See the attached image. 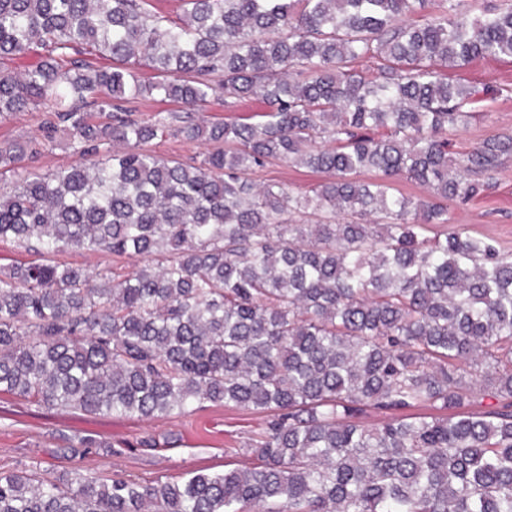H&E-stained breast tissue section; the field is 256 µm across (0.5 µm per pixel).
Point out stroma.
Returning <instances> with one entry per match:
<instances>
[{"label":"stroma","mask_w":512,"mask_h":512,"mask_svg":"<svg viewBox=\"0 0 512 512\" xmlns=\"http://www.w3.org/2000/svg\"><path fill=\"white\" fill-rule=\"evenodd\" d=\"M453 77L475 87L476 101L469 110V125L451 133V149L467 152L483 140L512 133V59L477 61L452 72ZM260 102L230 107L223 92L210 96L205 105H190L160 99H138L125 104V111L141 121L168 116L163 132L148 143L152 154L167 160L189 162L201 158L211 145L191 141L180 133L186 120L200 124L234 121L260 111ZM51 107L40 104L27 111L0 117V142H21L28 150L20 164L22 170L48 175L77 160L65 133L52 132ZM257 183L275 180L295 193L311 190L326 181L323 173L273 160L253 169ZM490 187L465 205H451L452 229L473 236H488L501 249L512 254V155L487 174ZM264 414L234 406L206 404L188 416L172 415L154 419L124 416L89 415L64 408L48 409L9 392H0V468L14 469L31 464L49 473L65 466L56 455L62 437L92 435L107 439L113 454L98 452L84 459L85 467L108 476L121 471L133 477L152 480L158 477L179 479L204 470L214 472L224 466L243 464L239 450L258 438L264 428ZM172 436L169 444L141 447L147 434Z\"/></svg>","instance_id":"1"}]
</instances>
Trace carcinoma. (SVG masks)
I'll return each instance as SVG.
<instances>
[{"label": "carcinoma", "instance_id": "cac0c4a2", "mask_svg": "<svg viewBox=\"0 0 512 512\" xmlns=\"http://www.w3.org/2000/svg\"><path fill=\"white\" fill-rule=\"evenodd\" d=\"M0 0V116L49 101L81 160L19 172L0 143V240L40 258L0 276V392L155 418L205 402L268 413L258 466L179 481L74 466L0 470V512H512V255L445 230L450 202L512 154V135L449 152L474 90L448 70L512 59V0ZM83 55L112 61L95 69ZM148 65L156 80L135 69ZM224 91L254 123H189L196 164L143 145L166 127L118 100ZM106 141L123 145L102 161ZM285 160L331 178L303 194L248 171ZM362 169L376 172L359 181ZM405 177L429 197L393 185ZM294 213L303 224L282 219ZM141 257L126 273L70 250ZM505 400L464 410L474 392ZM436 415L408 413L413 408ZM369 410L390 414L376 424ZM112 445L93 437L60 452Z\"/></svg>", "mask_w": 512, "mask_h": 512}]
</instances>
